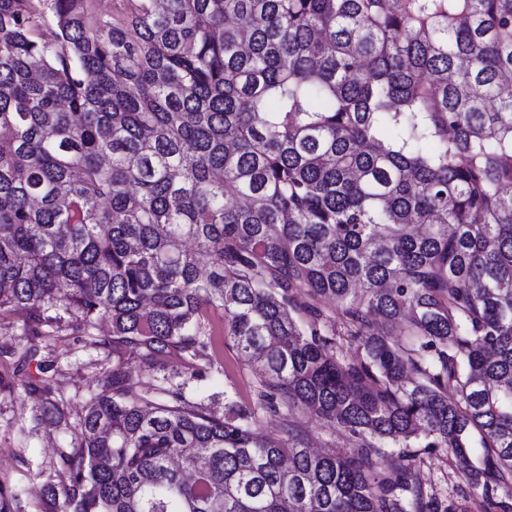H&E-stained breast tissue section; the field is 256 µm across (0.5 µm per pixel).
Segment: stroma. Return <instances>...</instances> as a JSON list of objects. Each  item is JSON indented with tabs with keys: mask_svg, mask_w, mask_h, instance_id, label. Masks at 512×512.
<instances>
[{
	"mask_svg": "<svg viewBox=\"0 0 512 512\" xmlns=\"http://www.w3.org/2000/svg\"><path fill=\"white\" fill-rule=\"evenodd\" d=\"M55 313L61 318L59 326L51 328L39 354L21 370L16 369L7 350L19 341L24 316L0 314V485L23 489L21 512H38L43 472L54 471L56 486L66 482L63 473L56 470L57 450L65 442L62 430L49 423L32 431L23 427L32 412L43 405L42 398L24 393V383L50 377L57 397L71 407L94 390L112 367L111 352L85 347L63 308H56ZM211 324V358L222 365L224 373L195 383L194 388L209 395V410L220 415L225 395L248 404L257 401L261 386L253 366L234 347L220 315H212Z\"/></svg>",
	"mask_w": 512,
	"mask_h": 512,
	"instance_id": "obj_1",
	"label": "stroma"
}]
</instances>
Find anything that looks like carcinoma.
<instances>
[{"mask_svg": "<svg viewBox=\"0 0 512 512\" xmlns=\"http://www.w3.org/2000/svg\"><path fill=\"white\" fill-rule=\"evenodd\" d=\"M119 2L0 0L8 354L60 303L147 378L120 359L75 404L41 512H512V0ZM210 311L261 385L222 416L187 394ZM24 392L31 428L60 413ZM302 411L353 447L311 452ZM24 315L21 313L0 314V349L5 351L19 341L23 332ZM418 476L427 489L440 495H445L456 481L454 471L448 468L445 454L441 452L426 459V463L418 471Z\"/></svg>", "mask_w": 512, "mask_h": 512, "instance_id": "1", "label": "carcinoma"}]
</instances>
